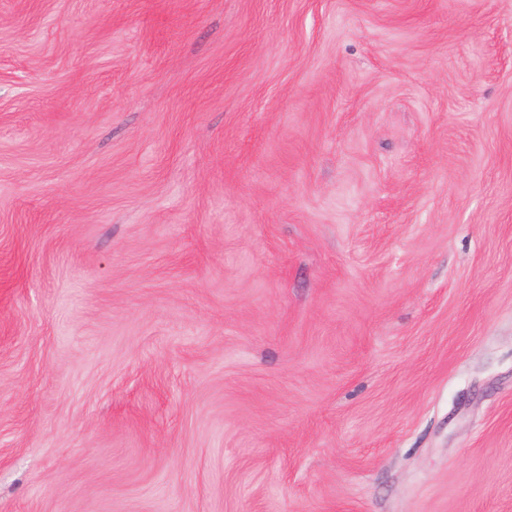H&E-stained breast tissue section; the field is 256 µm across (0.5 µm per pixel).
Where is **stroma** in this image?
Segmentation results:
<instances>
[{"instance_id": "obj_1", "label": "stroma", "mask_w": 512, "mask_h": 512, "mask_svg": "<svg viewBox=\"0 0 512 512\" xmlns=\"http://www.w3.org/2000/svg\"><path fill=\"white\" fill-rule=\"evenodd\" d=\"M0 512H512V0H0Z\"/></svg>"}]
</instances>
